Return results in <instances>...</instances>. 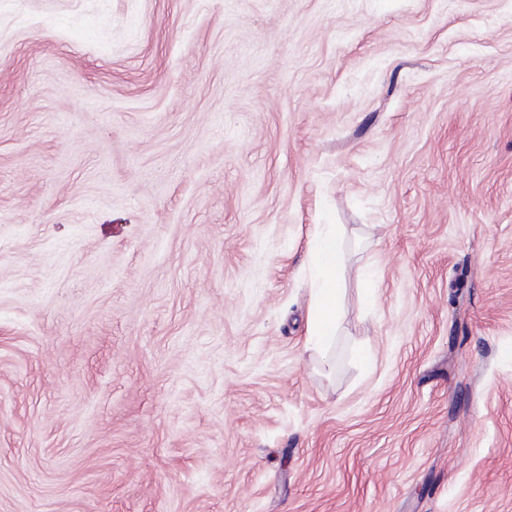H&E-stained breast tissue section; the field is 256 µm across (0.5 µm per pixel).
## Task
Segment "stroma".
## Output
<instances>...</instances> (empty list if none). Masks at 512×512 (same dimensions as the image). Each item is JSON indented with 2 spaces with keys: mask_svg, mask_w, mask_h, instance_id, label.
<instances>
[{
  "mask_svg": "<svg viewBox=\"0 0 512 512\" xmlns=\"http://www.w3.org/2000/svg\"><path fill=\"white\" fill-rule=\"evenodd\" d=\"M0 512H512V0H0ZM309 250L314 270L311 306L308 317L307 346L326 357L333 344L340 320L341 284L346 265L340 251L342 230L339 225L326 224Z\"/></svg>",
  "mask_w": 512,
  "mask_h": 512,
  "instance_id": "35a3bbf8",
  "label": "stroma"
}]
</instances>
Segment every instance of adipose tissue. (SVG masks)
I'll use <instances>...</instances> for the list:
<instances>
[{"instance_id": "1", "label": "adipose tissue", "mask_w": 512, "mask_h": 512, "mask_svg": "<svg viewBox=\"0 0 512 512\" xmlns=\"http://www.w3.org/2000/svg\"><path fill=\"white\" fill-rule=\"evenodd\" d=\"M341 236L338 225H327L309 250L314 281L306 342L309 349L322 355L327 354L333 344L340 320L341 284L346 276L340 251Z\"/></svg>"}]
</instances>
